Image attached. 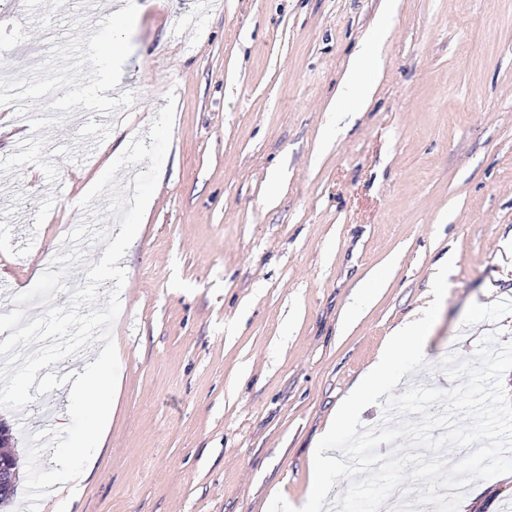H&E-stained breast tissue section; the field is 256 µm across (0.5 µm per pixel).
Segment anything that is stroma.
<instances>
[{
  "label": "stroma",
  "mask_w": 512,
  "mask_h": 512,
  "mask_svg": "<svg viewBox=\"0 0 512 512\" xmlns=\"http://www.w3.org/2000/svg\"><path fill=\"white\" fill-rule=\"evenodd\" d=\"M84 0L0 4V313L84 217L76 203L167 102L160 181L113 327L120 372L107 437L75 501L61 448L84 430L68 387L0 408L19 480L11 512H267L307 501L314 449L388 336L433 299L428 370L512 342V0H139L112 91L94 111L80 67ZM381 65L362 112L330 107L353 54ZM66 192L54 196L56 182ZM379 289L344 320L367 281ZM465 489L512 512V479Z\"/></svg>",
  "instance_id": "obj_1"
}]
</instances>
